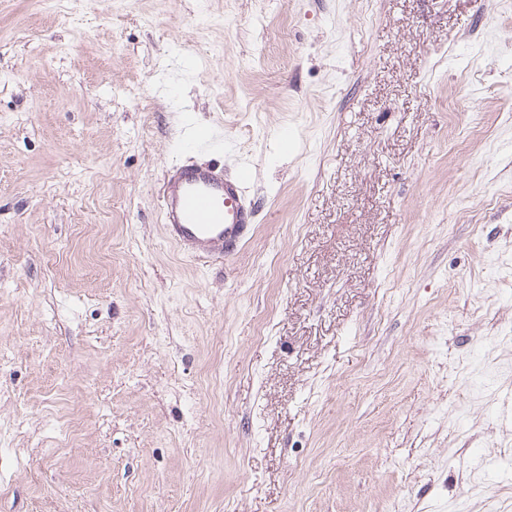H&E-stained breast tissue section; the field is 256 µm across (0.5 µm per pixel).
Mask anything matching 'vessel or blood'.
<instances>
[{
  "label": "vessel or blood",
  "instance_id": "1",
  "mask_svg": "<svg viewBox=\"0 0 512 512\" xmlns=\"http://www.w3.org/2000/svg\"><path fill=\"white\" fill-rule=\"evenodd\" d=\"M247 173L226 177L215 166L177 164L165 178L161 213L168 238L189 258L224 260L244 245L255 213Z\"/></svg>",
  "mask_w": 512,
  "mask_h": 512
}]
</instances>
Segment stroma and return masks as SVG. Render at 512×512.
<instances>
[{
    "mask_svg": "<svg viewBox=\"0 0 512 512\" xmlns=\"http://www.w3.org/2000/svg\"><path fill=\"white\" fill-rule=\"evenodd\" d=\"M0 512H512V0H0ZM247 179L245 171L229 178L215 166L172 168L162 185L161 213L167 237L184 256L215 262L238 253L255 224Z\"/></svg>",
    "mask_w": 512,
    "mask_h": 512,
    "instance_id": "stroma-1",
    "label": "stroma"
}]
</instances>
